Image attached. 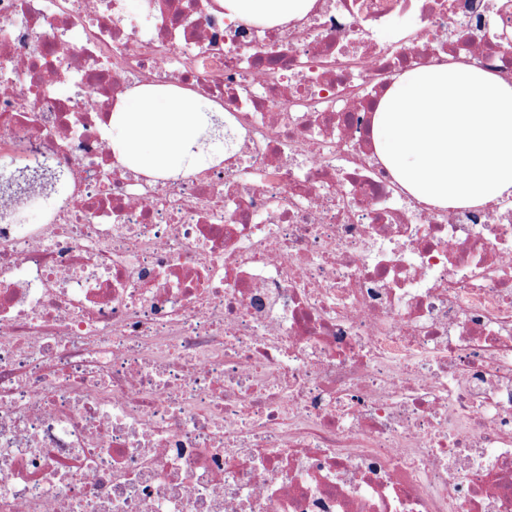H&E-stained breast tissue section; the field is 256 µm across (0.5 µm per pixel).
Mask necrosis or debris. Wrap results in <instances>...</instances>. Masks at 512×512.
<instances>
[{
  "mask_svg": "<svg viewBox=\"0 0 512 512\" xmlns=\"http://www.w3.org/2000/svg\"><path fill=\"white\" fill-rule=\"evenodd\" d=\"M0 0V512H512V200L409 199L396 74L512 82V0ZM414 37L392 36L398 16ZM217 101L205 174L128 179L132 83ZM224 16L274 26L309 17L316 0H223Z\"/></svg>",
  "mask_w": 512,
  "mask_h": 512,
  "instance_id": "4bbe7bcc",
  "label": "necrosis or debris"
}]
</instances>
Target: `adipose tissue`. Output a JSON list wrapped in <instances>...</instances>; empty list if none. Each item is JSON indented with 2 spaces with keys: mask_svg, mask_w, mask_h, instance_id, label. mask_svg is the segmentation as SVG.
I'll return each mask as SVG.
<instances>
[{
  "mask_svg": "<svg viewBox=\"0 0 512 512\" xmlns=\"http://www.w3.org/2000/svg\"><path fill=\"white\" fill-rule=\"evenodd\" d=\"M231 18L274 26L316 0H223ZM219 108L174 86L134 85L112 111V152L132 176L205 169L201 137ZM376 157L410 197L441 209H487L512 197V83L464 63L402 74L372 119Z\"/></svg>",
  "mask_w": 512,
  "mask_h": 512,
  "instance_id": "obj_1",
  "label": "adipose tissue"
}]
</instances>
